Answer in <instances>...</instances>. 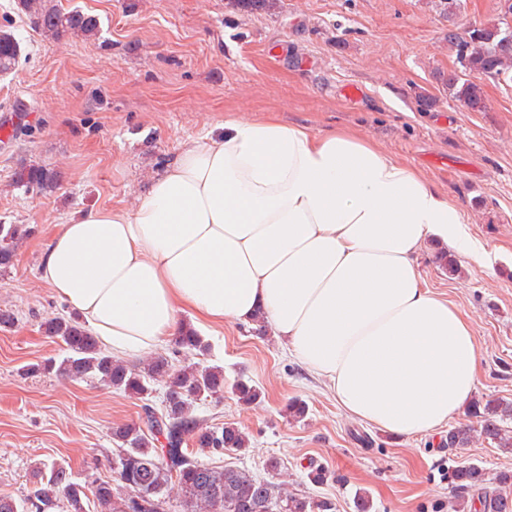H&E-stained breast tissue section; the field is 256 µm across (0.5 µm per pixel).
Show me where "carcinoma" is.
Returning <instances> with one entry per match:
<instances>
[{
  "label": "carcinoma",
  "mask_w": 512,
  "mask_h": 512,
  "mask_svg": "<svg viewBox=\"0 0 512 512\" xmlns=\"http://www.w3.org/2000/svg\"><path fill=\"white\" fill-rule=\"evenodd\" d=\"M448 16V45L455 51L459 68L439 71L436 80L460 106L487 109L484 81L512 80V42L503 44L502 17L485 21L456 22L459 0H438ZM18 9L36 20L42 33L54 41L69 38L92 40L99 19L79 9L61 10L56 0H18ZM21 53L19 41L9 30H0V75L11 73ZM15 183L36 191H52L61 183L59 172L42 165L23 166ZM20 224H0V270L13 264L17 241L29 235ZM45 333L58 339L65 356L47 359L27 369L30 374L54 373L60 377L95 379L138 399L163 382L167 391L162 411L145 403L139 420L112 431L119 443L112 457V479L77 482L60 462L35 464V481L16 499L0 495V512H169V490L176 487L182 512H336L329 499L288 494L245 468H217L187 449L214 456L249 447L248 435L238 426H206L194 414L192 403L224 395V370L196 363L176 368L164 356L151 358L141 368H130L103 352L97 338L74 319L53 318L44 323ZM178 348L203 351L206 345L197 331L186 326L177 336ZM231 391L240 401L260 399L258 389L238 380ZM474 424H461L441 440L440 446L458 458L450 471L454 488L448 512H469L470 494H477L481 512H512V471L489 476L481 465L462 457L475 438L489 440L512 451V401L476 399L469 409Z\"/></svg>",
  "instance_id": "carcinoma-1"
}]
</instances>
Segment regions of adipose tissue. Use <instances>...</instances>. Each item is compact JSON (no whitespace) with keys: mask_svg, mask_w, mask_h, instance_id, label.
<instances>
[{"mask_svg":"<svg viewBox=\"0 0 512 512\" xmlns=\"http://www.w3.org/2000/svg\"><path fill=\"white\" fill-rule=\"evenodd\" d=\"M432 243L484 261L461 206L415 167L346 130L228 118L184 142L133 210L54 225L39 278L117 358L155 350L186 313L262 315L345 413L417 438L479 377L469 318L423 283Z\"/></svg>","mask_w":512,"mask_h":512,"instance_id":"adipose-tissue-1","label":"adipose tissue"}]
</instances>
